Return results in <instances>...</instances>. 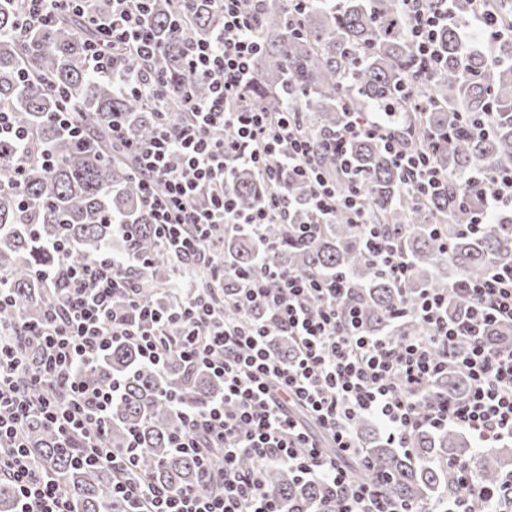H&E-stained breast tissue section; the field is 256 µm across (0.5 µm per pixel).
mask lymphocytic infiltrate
Segmentation results:
<instances>
[{"instance_id": "lymphocytic-infiltrate-1", "label": "lymphocytic infiltrate", "mask_w": 512, "mask_h": 512, "mask_svg": "<svg viewBox=\"0 0 512 512\" xmlns=\"http://www.w3.org/2000/svg\"><path fill=\"white\" fill-rule=\"evenodd\" d=\"M224 16L222 33L189 46L190 63L208 80L210 95L187 98L189 118L169 123L160 116L153 135L135 136L124 113L112 116L113 145L131 153L143 207L171 260L211 267L213 287L192 295L175 294L168 313L143 307L135 320L117 314L114 302L134 300L136 285L122 275L123 256L101 253L85 263L65 261L40 273L45 282L64 278L57 301L34 322L0 323V475L15 486L21 512H71L69 493L59 478L45 473L23 442L31 417H39L69 451L73 464L112 470V498L125 512H284L266 486L261 468H288L302 481L326 487L332 512H437L385 497L376 482L355 479L347 467L363 449L352 423L366 417L378 423L393 447L410 445L422 427L451 425L469 430L481 442L512 445V350L487 344L483 326L512 321V269L482 280H464L441 292L423 289L413 311L428 334L365 336L355 311H343L339 299L345 279L326 280L287 271L273 264L258 272L219 260L223 235L240 229L263 239L271 224L290 222L291 204L280 186L291 169L310 190L314 221L294 226L295 235L313 239L321 225L344 210L371 245L375 263L398 285L409 274L406 256L392 236L380 233L361 191L336 192L312 155L310 142L295 129L291 112L269 113L249 96L261 51L256 12L242 0H214ZM410 41L425 71L439 64L436 32L453 21L448 0H405ZM149 0H112L109 16L90 17L99 42L85 49V64L96 76L144 98L159 111L165 96L159 75L117 67L116 49L153 60L157 43L146 16ZM236 132L221 136L222 128ZM369 136L382 142L407 187L422 200L433 197L444 175L427 147L402 145L385 121L350 112L342 127L326 138L342 151L349 139ZM248 166L266 183V195L251 210H240L232 190L235 173ZM492 190L477 218L478 228L505 208L512 209V169L483 172ZM467 304L464 316L448 315V300ZM236 316H227V307ZM287 336L293 352L281 357L271 345L273 330ZM135 346L147 364L163 368L170 353L189 367L204 368L224 383L222 397L204 409H182L185 429L173 444L200 460L211 449L222 456L205 483L171 488L137 475L132 448H104L91 424L106 423L120 382L109 389L83 376L113 344ZM33 347L34 361L17 352ZM468 379L461 402L434 395L432 383L447 366ZM322 430L309 433L301 415ZM256 461L251 470L241 457Z\"/></svg>"}]
</instances>
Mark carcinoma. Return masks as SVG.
<instances>
[{
    "label": "carcinoma",
    "mask_w": 512,
    "mask_h": 512,
    "mask_svg": "<svg viewBox=\"0 0 512 512\" xmlns=\"http://www.w3.org/2000/svg\"><path fill=\"white\" fill-rule=\"evenodd\" d=\"M110 11V0H84L51 22L30 27L24 0H0V109L13 113L21 131L30 135L21 150L0 143V174L16 161L23 164L21 188H0V272L9 277L11 297L9 311L0 318L4 321L40 319L45 305L65 287L59 280L46 290L37 278L39 269L58 264L57 253L42 248L45 242L71 247L76 262L90 261L119 243L121 252L135 259L124 273L136 283L140 303L162 312L171 307L164 288L176 269L168 263L155 227L141 218L142 197L131 159L112 146L110 130L112 113L128 112L135 133L148 138L156 126L154 112L140 98L95 76L83 62L85 44L98 37L86 25L88 17ZM405 14L404 0H328L304 8L289 0H262V51L253 92L269 112L299 114L301 133L312 141L315 159L328 174L338 163L325 135L340 128L346 112L388 108L397 112L393 133L403 145L432 143L433 161L445 180L426 205L407 189L377 139L347 143L351 172L338 180L343 194L361 187L375 222L397 237L411 261L405 289L381 272L367 240L341 210L312 242L287 237L279 224L267 227L262 244L246 232L224 236V259L239 269L260 270L264 252L290 271L345 278L347 303L358 311L361 329L370 336H425L427 326L410 310L420 289L442 291L464 279L512 268V213H500L487 229L468 228L490 189L480 171L512 165V39L478 53L464 41L460 27L445 26L437 34L441 64L427 75L418 72ZM148 24L159 43L153 67L167 85L165 111L169 121L179 124L187 119V95L203 99L209 93L208 84L191 68L186 48L192 41L213 39L223 27L222 14L212 0H152ZM62 95L71 99V121L86 131L83 141L73 140L53 121ZM489 110L496 112L495 121L489 132L480 134L469 118ZM45 151L56 159L51 170L42 166ZM281 185L293 221H312L305 183L285 169ZM265 192L253 170L237 171L240 207L256 205ZM114 215L137 217L139 223L117 235ZM445 239L446 252L440 249ZM486 336L508 350L512 323L493 325ZM83 375L104 386L115 378L124 380L101 428L105 447L124 448L133 433L142 475L173 488L203 483L200 459L171 447L183 420L169 399L201 409L222 394L216 377L187 368L176 355L158 371L126 344L112 346ZM433 388L443 398L458 400L468 383L450 366ZM353 432L368 464L355 474L381 480V490L398 500L422 502L450 492L448 461L475 456L471 444L451 429L414 432L409 452L392 447L368 419L357 420ZM25 436L35 458L65 482L73 512H112L111 471L71 466L38 417L29 420ZM478 462L482 484L495 487L512 467V450H488ZM263 477L287 512H300L322 497L321 486L298 482L284 468L269 467ZM19 509L14 485L0 479V512Z\"/></svg>",
    "instance_id": "obj_1"
}]
</instances>
